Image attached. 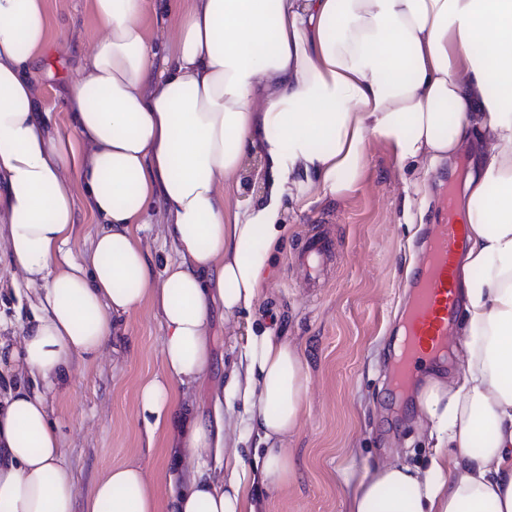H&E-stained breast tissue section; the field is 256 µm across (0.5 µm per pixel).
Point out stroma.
Listing matches in <instances>:
<instances>
[{"label": "stroma", "mask_w": 512, "mask_h": 512, "mask_svg": "<svg viewBox=\"0 0 512 512\" xmlns=\"http://www.w3.org/2000/svg\"><path fill=\"white\" fill-rule=\"evenodd\" d=\"M52 33L43 58L33 62L45 107L61 133H71L67 90L78 64L100 36L90 0H48ZM450 166L425 174L422 166L398 164L384 145L371 142L359 190L291 214L288 245L262 305L266 323L277 324L297 345L311 372L309 407L288 446L298 462L296 480L270 497L266 512H343L346 489L336 471L349 456L391 458L422 464L427 455L411 398L392 392L388 360L394 325L408 301L406 269L412 265L436 198L407 189L422 180L449 183ZM325 230L336 257L320 287L296 274L291 256L306 237ZM16 268L0 264V337L21 335L33 320L32 290ZM164 328L151 309L123 321L99 360L74 364L67 389L48 394L66 460L82 489L112 465L139 457L150 471L169 462L162 446L148 447L137 415V390L159 372Z\"/></svg>", "instance_id": "obj_1"}]
</instances>
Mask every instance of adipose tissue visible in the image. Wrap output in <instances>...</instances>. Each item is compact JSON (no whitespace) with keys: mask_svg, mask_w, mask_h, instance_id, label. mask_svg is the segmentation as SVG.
Here are the masks:
<instances>
[{"mask_svg":"<svg viewBox=\"0 0 512 512\" xmlns=\"http://www.w3.org/2000/svg\"><path fill=\"white\" fill-rule=\"evenodd\" d=\"M91 6L104 33L69 86L66 138L31 72L47 0H0V260L37 300L0 366L44 383L0 394V512H261L286 490L311 374L260 302L289 214L357 192L372 141L430 171L470 144L474 170L457 368L414 400L428 460L349 461L344 512H512V0H181L161 38L159 0ZM81 207L99 229L76 259ZM153 209L178 255L159 272L139 237ZM146 307L163 368L137 412L176 469L133 458L81 492L46 393ZM218 308L235 360L204 416L178 390L211 372Z\"/></svg>","mask_w":512,"mask_h":512,"instance_id":"adipose-tissue-1","label":"adipose tissue"}]
</instances>
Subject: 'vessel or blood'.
I'll return each mask as SVG.
<instances>
[{"label": "vessel or blood", "mask_w": 512, "mask_h": 512, "mask_svg": "<svg viewBox=\"0 0 512 512\" xmlns=\"http://www.w3.org/2000/svg\"><path fill=\"white\" fill-rule=\"evenodd\" d=\"M466 225L454 199L443 202V217L433 225L422 268L412 284V301L404 319L402 354L396 365L399 380H406L414 364L427 355L440 353L461 312L456 293L457 258L465 243ZM333 250L330 239L314 234L297 254L299 267L312 274L314 263L324 261Z\"/></svg>", "instance_id": "obj_1"}]
</instances>
